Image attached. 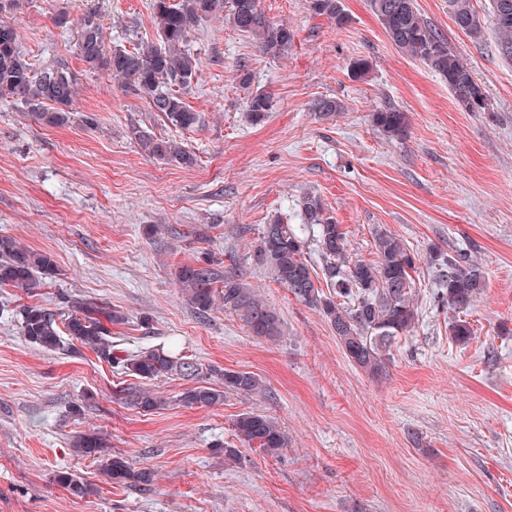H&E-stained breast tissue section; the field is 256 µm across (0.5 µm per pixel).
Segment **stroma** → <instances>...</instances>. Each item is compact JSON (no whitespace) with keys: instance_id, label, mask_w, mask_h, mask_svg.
Instances as JSON below:
<instances>
[{"instance_id":"35a3bbf8","label":"stroma","mask_w":512,"mask_h":512,"mask_svg":"<svg viewBox=\"0 0 512 512\" xmlns=\"http://www.w3.org/2000/svg\"><path fill=\"white\" fill-rule=\"evenodd\" d=\"M474 0L479 36L459 30L448 0H416L422 16L469 65L486 108L463 111L448 85L386 36L368 0H341L336 25L309 0H259L294 33L287 53L262 54L251 36L213 18L194 31L200 73L184 99L200 115L182 132L77 54L79 22L96 13L108 47L154 39L153 0H0L34 68L66 56L79 93L68 123L52 127L0 98V234L50 253L40 288H0V512H512V59ZM370 63L354 75L356 59ZM252 75L243 89L238 68ZM268 92L264 122L246 118L248 93ZM323 98L343 112L319 118ZM406 112L402 137L372 122L378 107ZM181 143L190 167L147 155L138 133ZM316 193L352 254L374 257L385 228L421 258L419 321L391 349L386 375L344 355L322 316L272 282L251 246L272 216L301 221ZM161 225L153 238L143 227ZM461 249L486 285L467 314L475 338L451 341L434 300L427 257ZM259 290L282 336L260 339L224 310L201 318L176 269L204 252ZM83 295L120 311L112 341L129 352L172 345L205 365L261 377L266 397L227 395L188 408L186 381H154L162 406L141 413L117 392L130 379L75 345L48 353L20 336L16 312ZM265 411L288 445L274 458L235 444L233 421ZM106 435L112 453L155 471L151 491L109 485L102 464L74 456L71 436ZM74 470L92 485L77 498L53 482Z\"/></svg>"}]
</instances>
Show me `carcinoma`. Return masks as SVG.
Returning a JSON list of instances; mask_svg holds the SVG:
<instances>
[{
  "label": "carcinoma",
  "mask_w": 512,
  "mask_h": 512,
  "mask_svg": "<svg viewBox=\"0 0 512 512\" xmlns=\"http://www.w3.org/2000/svg\"><path fill=\"white\" fill-rule=\"evenodd\" d=\"M452 19L461 31L478 36L480 17L473 0H448ZM224 0H153L152 11L157 41L140 42L129 50H108L97 14L90 12L80 21L78 55L86 67L106 71L148 100L150 108L168 123L190 131L199 123L198 113L184 101L186 90L200 71V60L187 49L194 27L223 8ZM502 0H493L490 23L498 35L501 53L512 57V16L501 17ZM386 35L407 56L430 67L448 84L455 102L471 111L464 92L471 99L482 97L470 68L432 28L416 7V0H369ZM310 7L336 25L346 22L341 0H310ZM226 20L236 30L253 37L264 54L280 57L288 51L294 33L285 24L273 23L258 8V0H231ZM78 95V78L64 56L41 70L32 68L19 45L16 30L0 20V97H7L29 111L33 118L51 126L69 121L70 107ZM272 111L271 96L255 91L248 97V119L258 124ZM382 134L398 138L406 130V114L385 105L372 116ZM143 150L167 163L190 166L194 157L173 140L154 139L140 134ZM312 233L319 265L307 259ZM375 259L355 258L347 248L346 233L327 211L320 196L303 198L302 223L286 224L275 218L263 225L252 252L274 283L297 301L318 311L330 326L346 358L365 373L381 376L388 369L390 348L401 336H408L418 322L413 273L420 257L406 244L381 227L374 232ZM427 261L436 272L437 299L448 308V329L461 345L474 337L464 314L483 292L482 265L466 253L430 251ZM55 273L52 257L24 245L20 240L0 235V288L31 290L39 278ZM182 295L196 314L205 317L222 305L231 310L243 326L258 338L274 340L281 335V321L257 292L243 279L221 270L218 258L207 255L176 270ZM64 307L54 311L43 305H22L16 313L19 333L26 342L46 352H57L67 342H77L91 350L98 360L136 378L120 388L118 395L127 405L143 412L161 406L149 388L153 380L179 377L196 379L199 385L184 390L180 402L188 407H212L224 396L235 393L262 397L267 393L263 380L252 372L204 365L172 347L157 345L135 353L119 352L112 344V325L124 321L115 310L106 309L80 295L64 298ZM233 431L243 447L258 448L279 457L285 447L284 433L274 418L261 411L237 416ZM74 455L105 460L108 480L124 487L147 491L154 481L153 471L135 469L109 451L97 432H80L70 440ZM54 482L73 496L84 497L90 488L72 470H59Z\"/></svg>",
  "instance_id": "1"
}]
</instances>
